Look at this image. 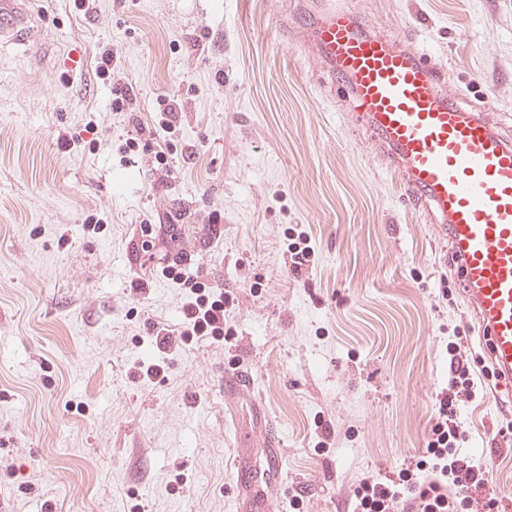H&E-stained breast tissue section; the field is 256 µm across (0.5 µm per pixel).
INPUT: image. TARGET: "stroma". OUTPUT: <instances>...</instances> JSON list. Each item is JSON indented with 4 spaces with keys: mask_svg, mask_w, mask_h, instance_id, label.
I'll return each instance as SVG.
<instances>
[{
    "mask_svg": "<svg viewBox=\"0 0 512 512\" xmlns=\"http://www.w3.org/2000/svg\"><path fill=\"white\" fill-rule=\"evenodd\" d=\"M298 2L37 0L43 40L0 48V512H236L241 466L275 475V512H349L361 479L421 455L448 343L482 357L448 252L309 55ZM336 3L512 138V0ZM101 46L150 131L178 99L169 178L123 153ZM175 214L179 251H142L141 225ZM293 226L313 251L298 278ZM177 256L236 295L229 343L152 346L190 297L161 273ZM239 371L251 392L225 389ZM460 413L463 452L512 500V408L487 391Z\"/></svg>",
    "mask_w": 512,
    "mask_h": 512,
    "instance_id": "obj_1",
    "label": "stroma"
}]
</instances>
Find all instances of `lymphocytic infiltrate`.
Returning a JSON list of instances; mask_svg holds the SVG:
<instances>
[{"label": "lymphocytic infiltrate", "mask_w": 512, "mask_h": 512, "mask_svg": "<svg viewBox=\"0 0 512 512\" xmlns=\"http://www.w3.org/2000/svg\"><path fill=\"white\" fill-rule=\"evenodd\" d=\"M164 276L189 288L178 327L152 324L149 334L159 352L179 350L194 341L220 342L232 336L224 313L234 304L229 292L189 276L180 261L163 267ZM475 361L455 342L448 345V382L435 394L436 417L426 448L398 472L361 480L353 490V512H502L501 500L488 489L486 468L461 454L464 438L460 396L475 395Z\"/></svg>", "instance_id": "1"}]
</instances>
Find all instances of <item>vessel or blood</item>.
<instances>
[{
    "label": "vessel or blood",
    "instance_id": "b4317fda",
    "mask_svg": "<svg viewBox=\"0 0 512 512\" xmlns=\"http://www.w3.org/2000/svg\"><path fill=\"white\" fill-rule=\"evenodd\" d=\"M35 0H0V42L38 41ZM298 29L340 77L379 158L447 244L498 385L512 391V140L464 108L423 49L334 0H304Z\"/></svg>",
    "mask_w": 512,
    "mask_h": 512
}]
</instances>
